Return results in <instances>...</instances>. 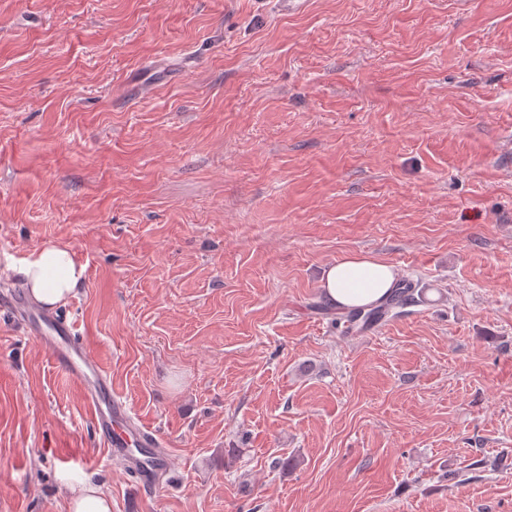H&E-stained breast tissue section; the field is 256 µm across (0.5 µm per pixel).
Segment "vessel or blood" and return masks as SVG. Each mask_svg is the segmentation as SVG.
Returning a JSON list of instances; mask_svg holds the SVG:
<instances>
[{"label": "vessel or blood", "mask_w": 512, "mask_h": 512, "mask_svg": "<svg viewBox=\"0 0 512 512\" xmlns=\"http://www.w3.org/2000/svg\"><path fill=\"white\" fill-rule=\"evenodd\" d=\"M0 306L37 338L62 373L81 382L84 400L109 456L122 459L126 472L137 484L154 485L161 474L169 471L171 457L162 438L133 419L87 342L78 336L74 321L25 300Z\"/></svg>", "instance_id": "1"}]
</instances>
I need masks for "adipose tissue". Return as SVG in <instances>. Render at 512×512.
<instances>
[{
	"label": "adipose tissue",
	"mask_w": 512,
	"mask_h": 512,
	"mask_svg": "<svg viewBox=\"0 0 512 512\" xmlns=\"http://www.w3.org/2000/svg\"><path fill=\"white\" fill-rule=\"evenodd\" d=\"M33 299L52 307L81 288L85 269L75 262L68 246L49 244L34 251L23 266ZM393 268L366 255H348L330 265L322 278L325 297L334 304L362 307L389 293ZM69 512H112V499L100 484L79 482L63 485Z\"/></svg>",
	"instance_id": "adipose-tissue-1"
}]
</instances>
